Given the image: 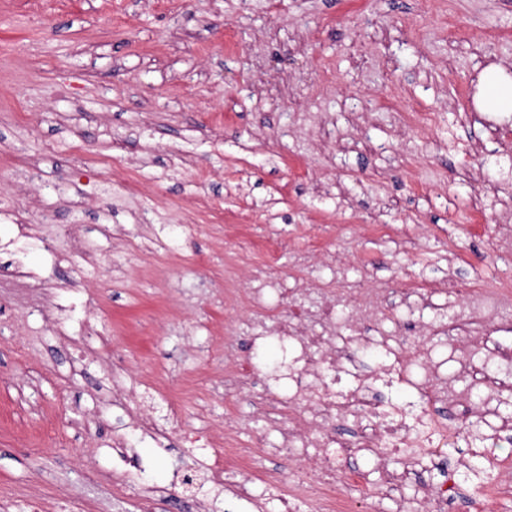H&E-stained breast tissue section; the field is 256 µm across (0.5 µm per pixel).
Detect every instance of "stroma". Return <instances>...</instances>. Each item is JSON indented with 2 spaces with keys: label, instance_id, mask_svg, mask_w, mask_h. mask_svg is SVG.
Listing matches in <instances>:
<instances>
[{
  "label": "stroma",
  "instance_id": "35a3bbf8",
  "mask_svg": "<svg viewBox=\"0 0 512 512\" xmlns=\"http://www.w3.org/2000/svg\"><path fill=\"white\" fill-rule=\"evenodd\" d=\"M495 67L512 0H0V512H283L206 471L227 429L274 440L224 393L236 361L265 390L287 372L293 306L238 327L261 243L290 287L335 289L343 334L379 288L409 356L446 343L454 284L512 288ZM480 409L415 464L460 482L453 512H481L472 464L512 482V407L503 430Z\"/></svg>",
  "mask_w": 512,
  "mask_h": 512
}]
</instances>
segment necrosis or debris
<instances>
[{
  "mask_svg": "<svg viewBox=\"0 0 512 512\" xmlns=\"http://www.w3.org/2000/svg\"><path fill=\"white\" fill-rule=\"evenodd\" d=\"M309 320L311 329L302 333L289 322L279 323L278 335L295 353L294 373L286 386L267 392L260 399L261 405L271 409L263 420L277 437L272 454L299 465L283 502L284 512H299L298 502L315 492L326 502L324 512H357V491L364 476L355 470L339 475L332 449L340 448L347 453L388 449L411 459L418 449L447 447L452 428L437 407H452L459 400L447 392L434 391L433 382L441 368L467 369L475 385L492 393L512 387V382L489 371L492 364L512 360L511 354L486 347L480 357L472 359L452 345L431 347L400 364L403 378L419 394L417 401H385L373 385L353 387L347 377L357 373L360 357L367 348L374 347L389 355L406 348L409 338L382 335L367 320L362 321L358 336L343 335L338 327L336 304L331 300L322 302ZM288 409L302 415V426L289 425L281 419V411ZM343 420L353 422L351 435L339 432L337 425ZM227 454L231 464L213 461L210 472L223 482L234 500L251 501L255 483L253 447L236 445ZM304 461L314 462V469H301Z\"/></svg>",
  "mask_w": 512,
  "mask_h": 512,
  "instance_id": "1",
  "label": "necrosis or debris"
}]
</instances>
